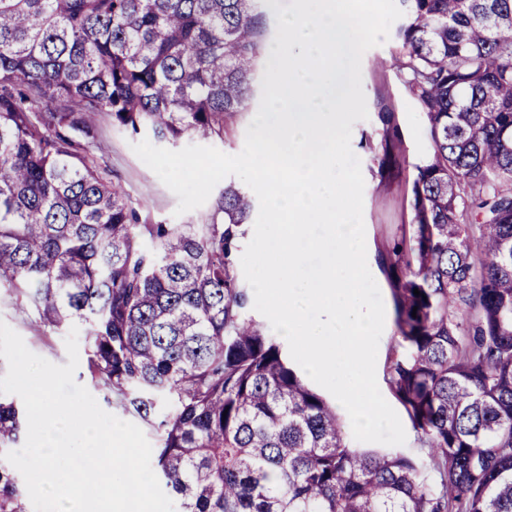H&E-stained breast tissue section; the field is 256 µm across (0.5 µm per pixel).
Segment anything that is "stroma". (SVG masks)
I'll return each mask as SVG.
<instances>
[{
	"label": "stroma",
	"instance_id": "stroma-1",
	"mask_svg": "<svg viewBox=\"0 0 512 512\" xmlns=\"http://www.w3.org/2000/svg\"><path fill=\"white\" fill-rule=\"evenodd\" d=\"M397 48L395 37L367 50L361 62L362 87L368 116L353 125L351 148L361 161L364 178L363 220L367 242V264L377 282L385 305V326L376 362L378 386L386 401L394 396L384 378L386 365L397 350L398 331L384 263L395 242L409 236L412 224L413 181L415 163L431 150L426 122L416 101L403 85L391 65ZM393 117L402 145L388 160L387 171H380L371 149L379 145L383 125L380 108ZM98 149L96 156L109 179L129 194L143 219L151 224H199L210 207L176 214L178 198L157 175L134 153L138 135L113 127L109 116L97 119ZM11 290L0 288V321L5 322L24 340L33 353L55 364H67L66 331L45 327L32 312L17 308Z\"/></svg>",
	"mask_w": 512,
	"mask_h": 512
}]
</instances>
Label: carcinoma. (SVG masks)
I'll use <instances>...</instances> for the list:
<instances>
[{"mask_svg":"<svg viewBox=\"0 0 512 512\" xmlns=\"http://www.w3.org/2000/svg\"><path fill=\"white\" fill-rule=\"evenodd\" d=\"M400 2L394 64L432 152L393 247L386 381L422 462L351 447L248 315L241 187L203 224H142L95 156L101 113L158 143L224 140L268 4L0 0V287L51 329L84 326L92 372L155 429L180 512H512V0ZM26 423L0 394V453ZM0 512H27L4 459Z\"/></svg>","mask_w":512,"mask_h":512,"instance_id":"obj_1","label":"carcinoma"}]
</instances>
